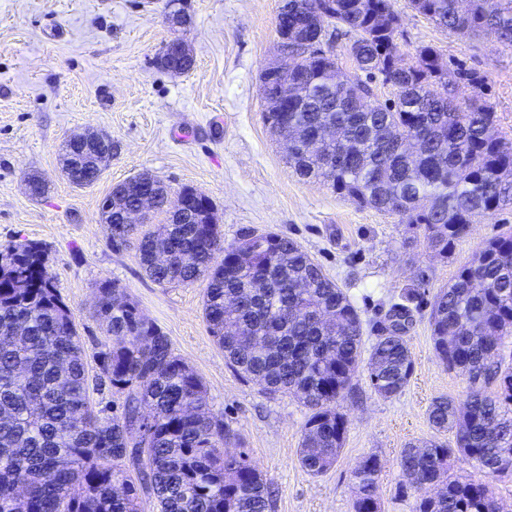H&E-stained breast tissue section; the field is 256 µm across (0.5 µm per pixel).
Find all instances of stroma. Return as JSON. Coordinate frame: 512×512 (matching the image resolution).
I'll return each instance as SVG.
<instances>
[{
    "label": "stroma",
    "instance_id": "1",
    "mask_svg": "<svg viewBox=\"0 0 512 512\" xmlns=\"http://www.w3.org/2000/svg\"><path fill=\"white\" fill-rule=\"evenodd\" d=\"M284 0H189L180 36L194 67L175 75L157 64L171 39L166 0H0V246L37 242L57 290L72 310L90 376L105 327L93 313L96 285L116 280L141 314L169 336L176 355L203 379L210 408L223 421L229 449L246 452L267 480L273 512H352L353 472L377 455L375 495L383 512H412L414 492L400 468L407 443L436 438L434 398L464 402L468 380L439 360L428 323L434 294L448 287L489 238L512 231V207L471 225L449 258L413 240L407 217L362 207L295 173L264 121L260 74L283 51L276 31ZM404 65L416 50L463 61L486 79L499 127L512 137V49L494 36L460 37L394 0ZM93 128L112 139L99 180L80 188L63 176L62 147ZM148 172L171 187L191 186L214 203L225 244L248 231L295 240L358 308L363 340L420 285L406 338L414 372L402 394L374 392L367 371L357 395L340 400L348 431L336 464L314 477L298 449L309 410L292 394H271L233 366L203 318L206 280L161 286L148 279L135 247L114 249L99 203L112 187ZM46 184L26 190L28 176Z\"/></svg>",
    "mask_w": 512,
    "mask_h": 512
}]
</instances>
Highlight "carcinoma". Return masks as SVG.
<instances>
[{"instance_id":"1","label":"carcinoma","mask_w":512,"mask_h":512,"mask_svg":"<svg viewBox=\"0 0 512 512\" xmlns=\"http://www.w3.org/2000/svg\"><path fill=\"white\" fill-rule=\"evenodd\" d=\"M410 4L456 35L489 34L512 48V0ZM285 26L294 32L291 55L323 30L345 29L362 73L341 86L333 54L303 56L285 111L273 105L269 83L266 121L275 137L292 141L288 162L298 175L362 206L410 216L443 259L470 225L512 206V139L499 131L483 76L442 65L429 45L401 65L392 0H285L277 32ZM378 78L394 97L377 98ZM437 83L441 95L431 90ZM213 217L138 229L141 268L163 286L207 280L204 318L224 356L264 389L309 408L298 456L319 476L336 464L346 437L336 402L351 393L362 364L359 312L294 240L247 233L226 247ZM418 297L419 289H407L387 320L401 326ZM95 314L107 335L98 379L123 397L112 416L91 404L77 329L43 247L0 249V512H271L263 474L247 454L224 453L230 434L161 327L114 280L98 283ZM429 324L439 358L471 388L460 407L444 396L429 407L430 424L450 432L453 447L429 440L402 451L412 512H498L486 482L450 469L459 453L486 478L512 474V232L487 240L435 294ZM367 366L377 394H401L414 371L404 336L380 333ZM140 404L150 408L149 423L136 435ZM379 470L371 454L353 472L352 512H381Z\"/></svg>"}]
</instances>
